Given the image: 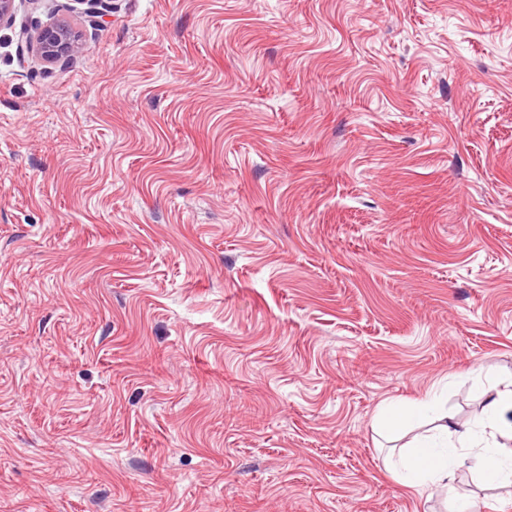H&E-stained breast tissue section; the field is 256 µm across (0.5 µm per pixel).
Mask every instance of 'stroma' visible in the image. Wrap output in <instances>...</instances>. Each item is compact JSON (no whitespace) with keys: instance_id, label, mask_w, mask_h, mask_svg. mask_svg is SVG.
<instances>
[{"instance_id":"1","label":"stroma","mask_w":512,"mask_h":512,"mask_svg":"<svg viewBox=\"0 0 512 512\" xmlns=\"http://www.w3.org/2000/svg\"><path fill=\"white\" fill-rule=\"evenodd\" d=\"M111 6L0 28V512H453L377 416L512 376V0ZM26 47L35 52L46 63H57L69 58L77 48V38L72 29L63 22H52L38 33L35 42Z\"/></svg>"}]
</instances>
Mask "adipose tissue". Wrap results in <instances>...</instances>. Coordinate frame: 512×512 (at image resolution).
Masks as SVG:
<instances>
[{
    "instance_id": "1",
    "label": "adipose tissue",
    "mask_w": 512,
    "mask_h": 512,
    "mask_svg": "<svg viewBox=\"0 0 512 512\" xmlns=\"http://www.w3.org/2000/svg\"><path fill=\"white\" fill-rule=\"evenodd\" d=\"M426 418L436 421L438 434L434 437L414 435L400 455L398 464L403 471L404 486L413 488L425 484L437 490H448L462 459L461 450L466 446L474 450L473 466L481 477L497 485L512 483V457L503 458L498 447H477V434L469 426L449 427L447 414L439 410L435 400L411 406L391 401L379 412L380 425L389 432ZM447 435L454 436V443H444L443 438Z\"/></svg>"
}]
</instances>
